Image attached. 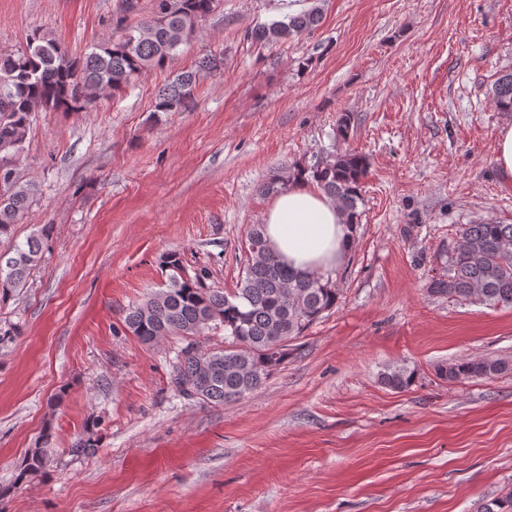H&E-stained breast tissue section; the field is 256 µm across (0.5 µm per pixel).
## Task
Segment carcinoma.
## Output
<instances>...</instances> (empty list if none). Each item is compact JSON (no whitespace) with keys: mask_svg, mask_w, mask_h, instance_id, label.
Wrapping results in <instances>:
<instances>
[{"mask_svg":"<svg viewBox=\"0 0 512 512\" xmlns=\"http://www.w3.org/2000/svg\"><path fill=\"white\" fill-rule=\"evenodd\" d=\"M217 0H156L152 20L128 31L117 42H104L73 58L61 43L33 33L27 49L0 52V168L14 167L38 112H78L95 102L101 91L119 94L144 72L165 65L176 48L197 31ZM322 12L314 6L285 21H274L247 31L255 42L273 43L298 38L315 30ZM217 66L205 57L197 70L186 71L161 88L157 112H183L193 103L197 72ZM495 106L512 112V73L499 77L493 89ZM369 161L346 151L310 166L294 165L269 178L265 194L278 193L300 181H312L338 203L357 226L362 184ZM37 189L14 177L0 185V238L12 234L34 202ZM47 227L23 243L0 252V299L5 301L25 287L42 258ZM457 241L448 252L444 272L430 279L427 290L437 296L487 306H512V224H461ZM246 261L237 288L231 292L215 284L206 266L190 273L178 251L161 261L165 288L129 308L125 330L144 344L165 336L187 340L172 362L170 384L188 401L222 405L239 400L260 387L263 380L288 358V342L298 339L331 310L338 291L331 279L300 275L269 249L262 225L255 224L245 241ZM224 330V345L200 350L190 339L208 330ZM512 371L503 359L472 357L440 367L441 378L487 379ZM406 369L388 370L381 381L403 391L413 383ZM44 449H32L20 479L41 472Z\"/></svg>","mask_w":512,"mask_h":512,"instance_id":"obj_1","label":"carcinoma"}]
</instances>
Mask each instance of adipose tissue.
<instances>
[{"label":"adipose tissue","instance_id":"ef3b65f1","mask_svg":"<svg viewBox=\"0 0 512 512\" xmlns=\"http://www.w3.org/2000/svg\"><path fill=\"white\" fill-rule=\"evenodd\" d=\"M263 232L275 255L307 274H327L352 247L342 209L311 184L297 185L275 197L264 215Z\"/></svg>","mask_w":512,"mask_h":512}]
</instances>
